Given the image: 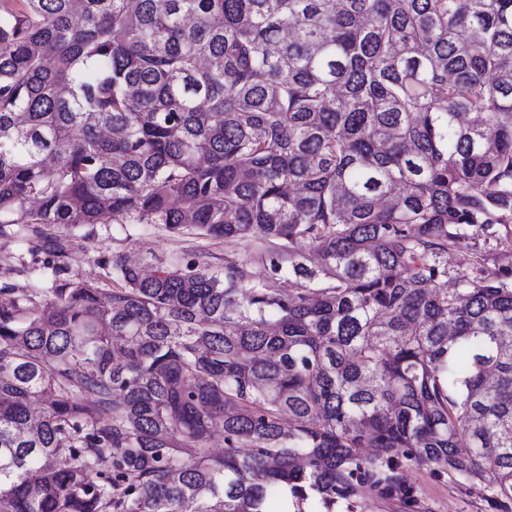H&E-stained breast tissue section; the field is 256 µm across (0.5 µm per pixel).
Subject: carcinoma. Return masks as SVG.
<instances>
[{"instance_id":"cac0c4a2","label":"carcinoma","mask_w":512,"mask_h":512,"mask_svg":"<svg viewBox=\"0 0 512 512\" xmlns=\"http://www.w3.org/2000/svg\"><path fill=\"white\" fill-rule=\"evenodd\" d=\"M97 224L264 275L113 253L105 293L41 230ZM12 226L0 512H409L405 465L512 512V0H0ZM39 244V239L33 236L24 237L22 234L15 235L12 229L11 234L0 235V266L7 259L15 268L7 277L0 274V282L7 281L19 288H29L36 283L41 284L35 275L29 273L34 258L32 250H35ZM448 289L456 288L454 284V275L456 272H465L470 276L478 275L477 265L475 264L472 251L462 247L448 252Z\"/></svg>"}]
</instances>
